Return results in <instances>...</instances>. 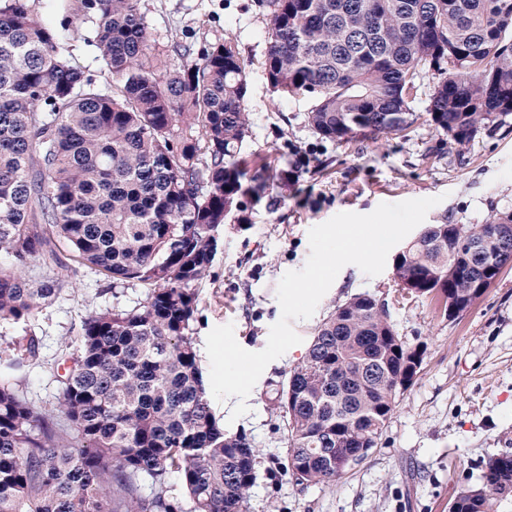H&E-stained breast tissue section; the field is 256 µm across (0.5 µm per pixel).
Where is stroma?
Here are the masks:
<instances>
[{
	"label": "stroma",
	"instance_id": "1",
	"mask_svg": "<svg viewBox=\"0 0 512 512\" xmlns=\"http://www.w3.org/2000/svg\"><path fill=\"white\" fill-rule=\"evenodd\" d=\"M141 10L155 51H166L175 38L198 45L229 39L251 75L250 133L239 160L265 187L246 199L245 223L232 220L218 229V252L200 285L192 331L202 372L210 370L206 337L214 327L233 325L245 350L265 348L281 317L280 279L304 267L309 230L336 214L365 215L382 203L427 197L438 200L425 218L429 224H483L512 213V115L457 143L421 117L436 83L426 74L408 137L326 140L308 122L307 98H282L270 89L263 69L268 18L254 0H141ZM65 42L85 72L104 81L92 24L66 31ZM363 293L387 301L406 345H424L421 370L397 397L364 461L336 484L303 487L281 467L286 447L275 393L327 315ZM141 297L136 284L115 290L99 276L78 273L64 299L27 324L0 325V359L11 355L18 338L36 336L39 361L20 373L19 384L29 398L54 407L60 354L82 319ZM292 326L301 343L267 365L248 397V413L231 419L232 397L211 403L225 431L245 432L257 450L247 512H448L459 482L477 481L489 456L512 453V264L454 320L442 315L436 298H402L391 268L370 277L349 264L315 313Z\"/></svg>",
	"mask_w": 512,
	"mask_h": 512
}]
</instances>
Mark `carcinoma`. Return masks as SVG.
<instances>
[{
    "label": "carcinoma",
    "instance_id": "cac0c4a2",
    "mask_svg": "<svg viewBox=\"0 0 512 512\" xmlns=\"http://www.w3.org/2000/svg\"><path fill=\"white\" fill-rule=\"evenodd\" d=\"M0 0V323L52 306L85 268L134 282L129 308L90 312L64 354L57 408L21 393L35 337L0 363V512H246L256 449L220 426L190 336L214 260L211 228L257 195L238 155L249 134L250 72L231 42L175 40L153 53L140 0ZM268 17L265 74L281 97L307 96L323 138L399 135L417 119V79H437L426 108L467 143L512 114V0H256ZM112 83L73 59L61 31L80 19ZM512 213L484 224H431L395 255L393 277L440 301L512 263ZM357 295L318 326L275 398L297 484H334L392 414L395 378L417 354L387 308ZM512 498V453L489 457L449 512H495Z\"/></svg>",
    "mask_w": 512,
    "mask_h": 512
}]
</instances>
